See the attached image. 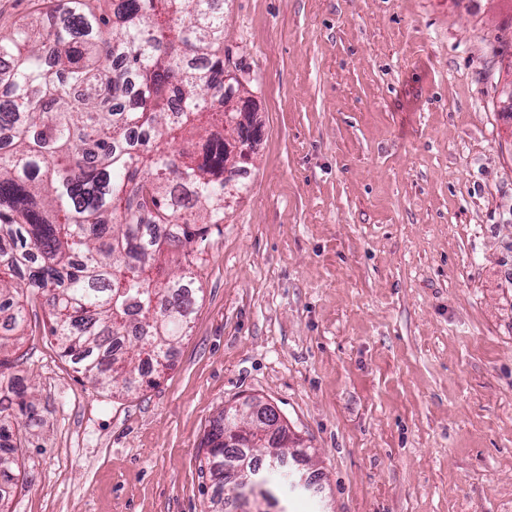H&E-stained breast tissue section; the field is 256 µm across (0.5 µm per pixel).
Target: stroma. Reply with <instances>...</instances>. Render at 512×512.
<instances>
[{
  "label": "stroma",
  "mask_w": 512,
  "mask_h": 512,
  "mask_svg": "<svg viewBox=\"0 0 512 512\" xmlns=\"http://www.w3.org/2000/svg\"><path fill=\"white\" fill-rule=\"evenodd\" d=\"M218 5L260 139L190 332L128 395L33 304L0 512H202V442L247 397L312 450L323 493L284 512H512V0Z\"/></svg>",
  "instance_id": "1"
}]
</instances>
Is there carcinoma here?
Masks as SVG:
<instances>
[{
	"instance_id": "carcinoma-1",
	"label": "carcinoma",
	"mask_w": 512,
	"mask_h": 512,
	"mask_svg": "<svg viewBox=\"0 0 512 512\" xmlns=\"http://www.w3.org/2000/svg\"><path fill=\"white\" fill-rule=\"evenodd\" d=\"M55 0L52 22L0 32V475L18 466L10 424L38 416L12 386L6 358L25 330V303L40 299L61 354L96 385L139 389L143 367H167L195 313L196 279L170 269L164 247L205 239L224 223L234 151L255 142L251 112L226 92L224 13L217 0ZM202 56L205 68L179 61ZM149 137L134 142L129 133ZM170 226L164 238L147 233ZM240 444L285 451L288 427L272 435L220 416L206 435L214 485L206 512H225L233 489L224 466ZM266 483L292 489L288 470Z\"/></svg>"
}]
</instances>
